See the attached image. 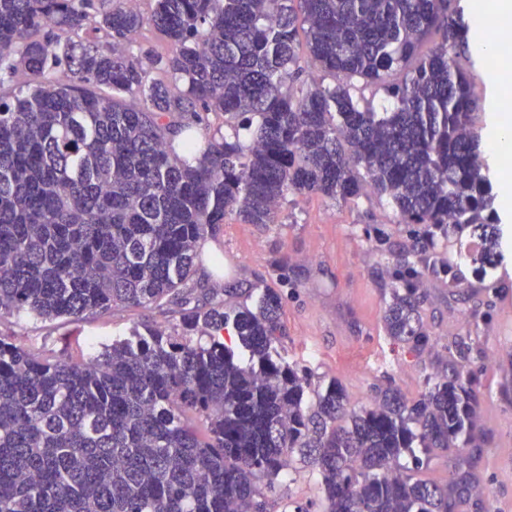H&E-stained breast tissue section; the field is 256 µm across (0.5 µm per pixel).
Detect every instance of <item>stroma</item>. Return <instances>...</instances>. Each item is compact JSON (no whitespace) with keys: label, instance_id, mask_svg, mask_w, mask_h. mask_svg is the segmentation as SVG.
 I'll return each instance as SVG.
<instances>
[{"label":"stroma","instance_id":"1","mask_svg":"<svg viewBox=\"0 0 512 512\" xmlns=\"http://www.w3.org/2000/svg\"><path fill=\"white\" fill-rule=\"evenodd\" d=\"M471 61L479 99L477 126L484 137L501 118L504 95L512 92V72L497 83L480 56ZM497 222L505 240L496 270L501 288L489 292V307L476 309L464 289L449 287L446 276H424L419 283L421 313L436 345L417 356L384 331L388 259L366 241L363 228L380 229L394 244L406 241L407 235L391 205L372 195L348 203L289 195L274 224H244L227 214L216 235L200 240L187 291L200 304L230 306L262 287L279 289L287 334L276 343L277 352L305 368L313 383L340 381L355 410L371 404L378 386L392 385L407 399L418 398L429 378L456 360L448 342L469 344L471 367L481 384L479 418L487 441L466 449L457 464L430 454L420 475L443 483L454 469H461L469 473L474 492L459 512H512V401L500 394L502 384H512V320L500 311L503 299L512 296V217L501 215ZM215 253L223 257L222 269L210 261ZM156 327L194 343L203 339L199 332L184 333L181 307L166 302L119 306L86 314L78 322L45 321L25 313L0 316V338L63 359L80 358L88 346L111 344L132 330ZM320 499L316 474L299 464L281 479L269 510L284 512L287 503Z\"/></svg>","mask_w":512,"mask_h":512}]
</instances>
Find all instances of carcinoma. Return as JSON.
Here are the masks:
<instances>
[{"mask_svg":"<svg viewBox=\"0 0 512 512\" xmlns=\"http://www.w3.org/2000/svg\"><path fill=\"white\" fill-rule=\"evenodd\" d=\"M454 2L154 0L146 17L126 0H0V315L185 304L198 243L227 213L274 224L288 194L371 190L407 226L406 244L376 239L395 261L384 329L421 354L432 337L415 281L445 273L458 287L464 257L496 289L502 257ZM90 23L78 40L48 34ZM146 24L170 53L127 49ZM19 68L33 84L4 90ZM368 88L390 105L377 111ZM202 112L224 113L232 137L202 147L171 120ZM182 325L208 342L135 329L73 362L0 339V512H267L297 461L319 476L322 512H458L469 497L464 475L438 484L400 464L485 443L459 342L418 399L377 387L355 411L341 382L314 390L274 355L276 288L194 307Z\"/></svg>","mask_w":512,"mask_h":512,"instance_id":"1","label":"carcinoma"}]
</instances>
